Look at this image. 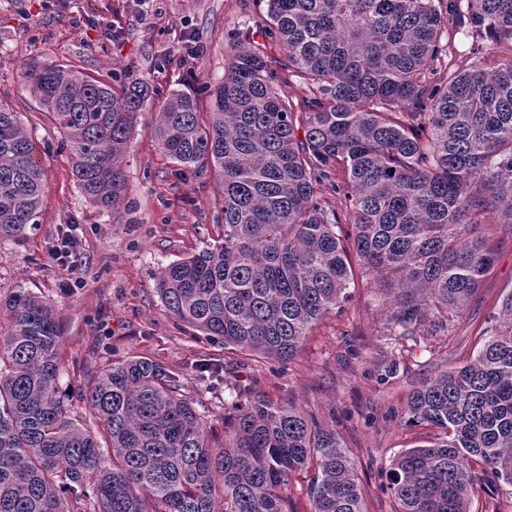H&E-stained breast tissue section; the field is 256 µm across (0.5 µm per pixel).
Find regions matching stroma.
Instances as JSON below:
<instances>
[{
	"instance_id": "stroma-1",
	"label": "stroma",
	"mask_w": 512,
	"mask_h": 512,
	"mask_svg": "<svg viewBox=\"0 0 512 512\" xmlns=\"http://www.w3.org/2000/svg\"><path fill=\"white\" fill-rule=\"evenodd\" d=\"M266 16V0H0V100L19 112L45 166L39 224L23 240L0 243V295L22 288L54 301L72 380L114 357H149L181 370L184 394L211 410L219 430L224 386L201 382L194 366L204 352L220 358L224 350L193 338L155 290L163 267L220 239L213 218L217 181L207 173L179 176L158 146L156 116L172 90L221 77L231 37ZM185 43L199 46L201 68L173 56ZM35 59L155 88L134 128L127 197L118 209H100L82 196L62 131L24 83V67ZM66 230L81 244L73 276L50 255ZM511 291L512 235L505 233L491 273L451 335L405 339V361H391L387 296L359 278L344 310L328 313L293 362L248 364L235 376L335 428L355 460L367 512H393L383 491L392 457L438 436L436 428L406 424L408 395L476 354Z\"/></svg>"
}]
</instances>
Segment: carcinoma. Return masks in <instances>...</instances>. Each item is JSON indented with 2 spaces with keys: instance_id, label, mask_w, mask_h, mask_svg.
<instances>
[{
  "instance_id": "carcinoma-1",
  "label": "carcinoma",
  "mask_w": 512,
  "mask_h": 512,
  "mask_svg": "<svg viewBox=\"0 0 512 512\" xmlns=\"http://www.w3.org/2000/svg\"><path fill=\"white\" fill-rule=\"evenodd\" d=\"M263 30L283 57L238 31L224 75L203 88L209 120L194 90L172 91L159 112L160 149L182 171L217 176L224 228L160 271L162 304L224 346L226 374L243 360H293L358 273L391 296L390 335L452 329L499 235L512 234V0H267ZM458 33L488 44L451 71ZM25 79L64 130L85 199L115 209L152 88L116 90L53 60L30 62ZM37 155L0 102V241L39 224ZM324 189L344 199L349 234ZM2 307L0 512H296L297 474L310 475V512H365L336 430L292 402L226 379L220 434L181 374L142 356L86 371L64 398L53 302L18 290ZM407 415L443 438L391 461L395 512H469L470 460L512 486V292L473 360L424 381Z\"/></svg>"
}]
</instances>
